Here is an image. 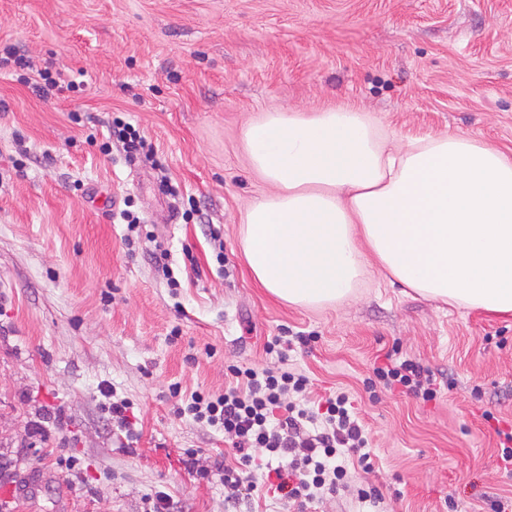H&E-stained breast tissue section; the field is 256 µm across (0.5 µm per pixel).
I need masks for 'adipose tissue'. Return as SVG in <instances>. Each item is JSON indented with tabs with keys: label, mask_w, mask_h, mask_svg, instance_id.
<instances>
[{
	"label": "adipose tissue",
	"mask_w": 512,
	"mask_h": 512,
	"mask_svg": "<svg viewBox=\"0 0 512 512\" xmlns=\"http://www.w3.org/2000/svg\"><path fill=\"white\" fill-rule=\"evenodd\" d=\"M271 194L243 218L247 266L291 305L348 299L374 257L419 295L512 312V157L441 135L398 147L355 108L275 110L244 129Z\"/></svg>",
	"instance_id": "adipose-tissue-1"
}]
</instances>
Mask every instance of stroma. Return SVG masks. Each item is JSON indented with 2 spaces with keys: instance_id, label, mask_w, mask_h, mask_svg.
Segmentation results:
<instances>
[{
  "instance_id": "obj_1",
  "label": "stroma",
  "mask_w": 512,
  "mask_h": 512,
  "mask_svg": "<svg viewBox=\"0 0 512 512\" xmlns=\"http://www.w3.org/2000/svg\"><path fill=\"white\" fill-rule=\"evenodd\" d=\"M7 45L85 85L46 100L0 70V512H150L157 491L172 512H227L233 450L177 406L223 392L229 365H277L264 345L285 332L317 338L286 363L313 397L341 388L357 408L375 459L352 479L382 512L512 500L496 435L512 429V313L423 298L372 262L350 300L286 305L240 246L272 191L243 130L273 109L352 105L401 143L461 135L512 157V0H0ZM116 118L164 171L102 153ZM128 201L155 241L128 240ZM395 349L435 373V400L366 390ZM130 408V403L125 399H120L117 401L112 400V420L117 424L119 431L126 433V437L132 435L137 423L133 412L131 411V415L129 414Z\"/></svg>"
}]
</instances>
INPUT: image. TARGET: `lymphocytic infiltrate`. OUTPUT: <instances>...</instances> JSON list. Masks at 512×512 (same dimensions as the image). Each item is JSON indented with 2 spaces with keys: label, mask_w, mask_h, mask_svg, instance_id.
<instances>
[{
  "label": "lymphocytic infiltrate",
  "mask_w": 512,
  "mask_h": 512,
  "mask_svg": "<svg viewBox=\"0 0 512 512\" xmlns=\"http://www.w3.org/2000/svg\"><path fill=\"white\" fill-rule=\"evenodd\" d=\"M295 342L306 346L311 339L302 336ZM295 342L273 337L265 350L277 354L279 366H228L223 393L192 392L179 414L223 433L231 442L237 459L224 467V488L231 497L251 500L272 493L297 512H307L325 495L351 489L358 502L378 506L382 491L369 483L352 485L343 463L348 456L362 470L372 468L373 451L349 396L334 393L307 406L308 377L282 366L287 348ZM368 386L425 402L436 399L439 391L434 373L412 359H390L375 367Z\"/></svg>",
  "instance_id": "1"
}]
</instances>
